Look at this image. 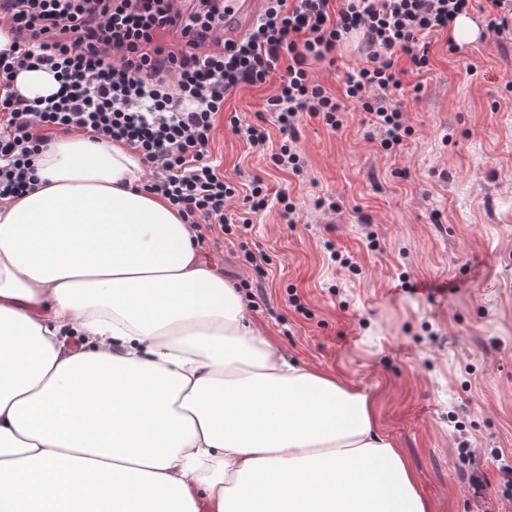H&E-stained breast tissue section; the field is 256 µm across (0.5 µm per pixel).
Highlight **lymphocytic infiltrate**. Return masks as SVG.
Masks as SVG:
<instances>
[{
    "instance_id": "f902f5d3",
    "label": "lymphocytic infiltrate",
    "mask_w": 512,
    "mask_h": 512,
    "mask_svg": "<svg viewBox=\"0 0 512 512\" xmlns=\"http://www.w3.org/2000/svg\"><path fill=\"white\" fill-rule=\"evenodd\" d=\"M474 0H265L250 31L223 41L224 0H0L10 44L0 50V201L34 190L35 156L55 133L83 132L96 142L134 150L148 169L145 188L175 206L197 241L227 224L226 204L241 198L249 225L267 205L261 179L248 194L226 180L212 160L216 116L242 86L276 81L265 107L285 141L275 165L299 172L297 142L303 115L340 126L349 108L366 112L382 130L383 150L412 133L401 121L407 100L403 65L431 67L427 37L470 14ZM180 43H159L164 29ZM362 60L344 75L336 97L311 75L349 39ZM215 51H204L207 41ZM53 73L58 90L30 99L15 86L21 71Z\"/></svg>"
}]
</instances>
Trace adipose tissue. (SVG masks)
Masks as SVG:
<instances>
[{
	"mask_svg": "<svg viewBox=\"0 0 512 512\" xmlns=\"http://www.w3.org/2000/svg\"><path fill=\"white\" fill-rule=\"evenodd\" d=\"M0 205V512H430L368 394L288 359L138 156Z\"/></svg>",
	"mask_w": 512,
	"mask_h": 512,
	"instance_id": "1",
	"label": "adipose tissue"
}]
</instances>
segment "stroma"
<instances>
[{"label": "stroma", "mask_w": 512, "mask_h": 512, "mask_svg": "<svg viewBox=\"0 0 512 512\" xmlns=\"http://www.w3.org/2000/svg\"><path fill=\"white\" fill-rule=\"evenodd\" d=\"M492 9L456 52L429 37L431 69L404 78L426 88L403 114L413 133L390 153L352 108L335 129L305 116L302 171L279 169L275 85L240 88L213 160L261 179L268 205L199 247L289 358L370 396L431 512H512V35L482 30ZM233 115L261 120L265 145L233 134Z\"/></svg>", "instance_id": "1"}]
</instances>
